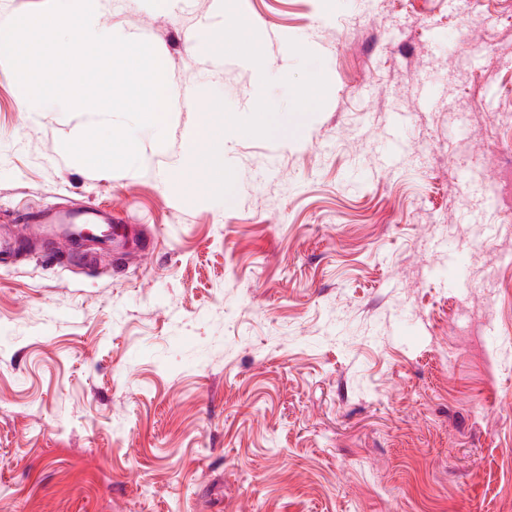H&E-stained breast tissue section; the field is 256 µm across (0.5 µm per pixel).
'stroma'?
<instances>
[{"mask_svg":"<svg viewBox=\"0 0 512 512\" xmlns=\"http://www.w3.org/2000/svg\"><path fill=\"white\" fill-rule=\"evenodd\" d=\"M214 2L96 0L166 64L135 168L71 158L103 115L31 118L0 60V226L108 205L141 236L0 258V512H505L512 261L485 200L512 184V0ZM228 15L232 49L192 54ZM206 115L225 190L180 163ZM409 125V116L406 112H395L390 120V128L386 134L388 150L385 163L392 166L398 162L403 154L404 134Z\"/></svg>","mask_w":512,"mask_h":512,"instance_id":"35a3bbf8","label":"stroma"}]
</instances>
